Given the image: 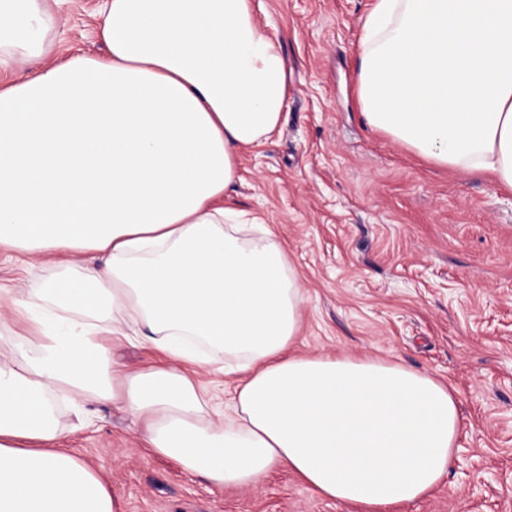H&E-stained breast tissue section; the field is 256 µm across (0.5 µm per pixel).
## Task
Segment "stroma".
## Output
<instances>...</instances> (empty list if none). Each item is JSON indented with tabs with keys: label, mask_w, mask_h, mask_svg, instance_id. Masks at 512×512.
<instances>
[{
	"label": "stroma",
	"mask_w": 512,
	"mask_h": 512,
	"mask_svg": "<svg viewBox=\"0 0 512 512\" xmlns=\"http://www.w3.org/2000/svg\"><path fill=\"white\" fill-rule=\"evenodd\" d=\"M375 0H262L259 26L288 61L279 133L239 154L231 196L283 243L304 290L300 355L372 357L446 383L461 432L453 464L422 499L390 512H512V192L437 165L369 128L355 70ZM96 0H59L56 53L100 57ZM70 269L0 257V286L34 291ZM84 428L56 416L122 512H349L285 470L220 488L146 447L126 414Z\"/></svg>",
	"instance_id": "35a3bbf8"
}]
</instances>
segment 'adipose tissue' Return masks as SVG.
<instances>
[{"instance_id": "1", "label": "adipose tissue", "mask_w": 512, "mask_h": 512, "mask_svg": "<svg viewBox=\"0 0 512 512\" xmlns=\"http://www.w3.org/2000/svg\"><path fill=\"white\" fill-rule=\"evenodd\" d=\"M49 0H0V73L40 57ZM254 0H102L109 54L0 84V253L75 265L35 292L0 289V512H121L66 452L65 391L123 409L156 454L224 487L285 469L366 512L423 498L461 423L451 389L376 358L296 356L304 291L264 221L225 205L242 149L283 120L288 66ZM356 66L361 114L440 166L512 190V0H375ZM105 253L103 263L87 252ZM115 336L163 352L135 372ZM235 375L219 408L189 372Z\"/></svg>"}]
</instances>
